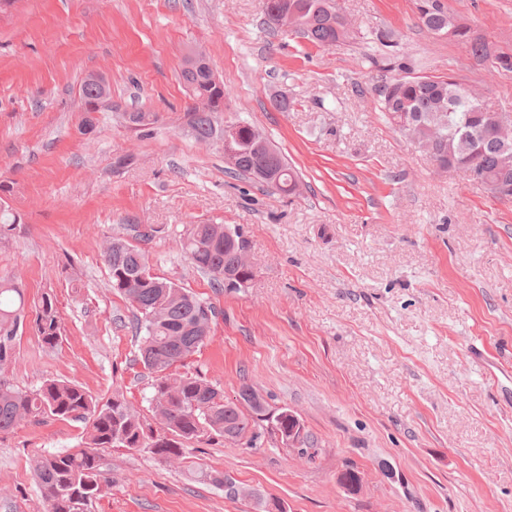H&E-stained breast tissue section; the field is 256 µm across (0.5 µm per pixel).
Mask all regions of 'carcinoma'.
<instances>
[{
    "label": "carcinoma",
    "instance_id": "carcinoma-1",
    "mask_svg": "<svg viewBox=\"0 0 512 512\" xmlns=\"http://www.w3.org/2000/svg\"><path fill=\"white\" fill-rule=\"evenodd\" d=\"M417 20L429 33L444 35L453 31L452 40L465 44L476 58H490L494 71L512 74V49L490 50L471 38V28L442 0H415ZM265 23L279 29L288 19L296 32L316 46H328L353 38L335 0H263ZM181 76L193 105L184 112L190 133L207 141L216 133L215 113L201 112L204 99L224 100V83L212 79L209 68L185 60ZM390 94L380 95L382 112L390 125L395 114L412 113L422 139L437 128L442 136L438 155L452 154L465 176L495 180L501 145L493 134V110L488 104L468 100L453 73L446 76H413L390 81ZM85 110L80 134L89 137L96 119L88 107L103 98L112 99L110 87L88 74L80 86ZM136 131L147 136L164 122L159 112L137 110L129 113ZM262 132L248 124L241 131L239 154L227 171L255 180L274 192L276 187L265 174L278 166L296 171L285 158L275 161L256 144ZM13 187L0 181V240L15 235L22 217L6 202ZM126 234L109 240L104 249L108 284L121 297L135 318L138 354L135 363L152 378L154 395L150 408L155 423L148 422L120 392L95 397L71 382L51 379L36 389L15 387L0 378V433L38 419L74 420L85 424L82 446L61 453L39 456L33 465L37 485L47 512H89L93 501L106 496L112 479L101 469V452L112 448L147 452L158 460L190 459V444L221 437L229 442L257 444L256 427L264 422L266 400L250 385L241 386L237 400L224 398V390L199 375L181 373L178 368L200 351L218 317L209 302L191 290L153 272L149 258L139 247L160 232L151 224L125 225ZM224 224H191L182 239V249L197 272L224 286V270L240 266L238 246ZM31 326L48 349L62 339V323L54 294L44 292L27 303L24 292L12 278L0 277V375L16 361V347L26 326ZM200 477L230 498L236 496L233 482L219 472H200Z\"/></svg>",
    "mask_w": 512,
    "mask_h": 512
}]
</instances>
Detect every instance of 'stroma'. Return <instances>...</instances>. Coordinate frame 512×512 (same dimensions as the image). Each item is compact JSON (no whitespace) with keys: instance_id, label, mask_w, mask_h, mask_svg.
Returning a JSON list of instances; mask_svg holds the SVG:
<instances>
[{"instance_id":"stroma-1","label":"stroma","mask_w":512,"mask_h":512,"mask_svg":"<svg viewBox=\"0 0 512 512\" xmlns=\"http://www.w3.org/2000/svg\"><path fill=\"white\" fill-rule=\"evenodd\" d=\"M337 3L356 36L325 47L270 29L262 0H16L0 13V180L13 181L8 203L25 220L0 242V274L27 299L55 294L64 327L53 350L24 331L7 380L120 390L149 414L151 379L133 362L132 311L107 284L103 249L124 225L152 224L160 232L141 247L154 271L220 311L187 371L231 399L253 386L314 446L215 438L188 465L113 448L102 454L112 491L91 512H256L195 468L287 512H512V200L435 171L375 91L402 61L480 86L512 113V76L429 34L414 0ZM444 3L472 36L512 48V0ZM196 47L229 91L218 122L263 130L297 171V194L227 175L222 140L183 129L181 69ZM91 72L115 109L87 139L79 88ZM135 107L164 113L153 137L120 121ZM126 154L133 164L114 170ZM190 224L243 232L258 267L250 287H212L191 266L180 244ZM85 434L52 419L1 434L0 512H45L34 460ZM350 464L363 478L354 493L337 482Z\"/></svg>"}]
</instances>
